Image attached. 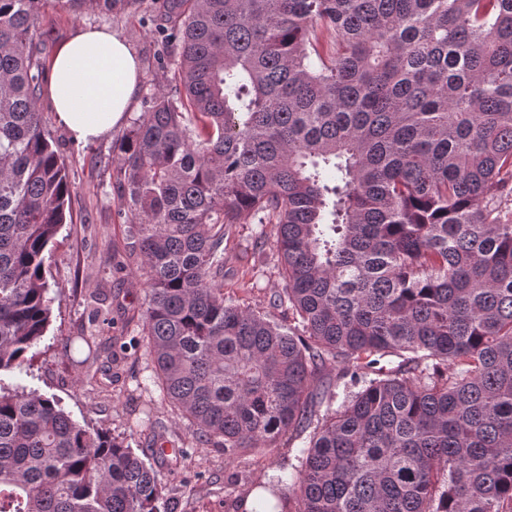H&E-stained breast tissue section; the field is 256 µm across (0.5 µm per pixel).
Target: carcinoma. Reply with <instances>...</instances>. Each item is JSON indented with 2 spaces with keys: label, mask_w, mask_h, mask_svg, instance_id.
<instances>
[{
  "label": "carcinoma",
  "mask_w": 512,
  "mask_h": 512,
  "mask_svg": "<svg viewBox=\"0 0 512 512\" xmlns=\"http://www.w3.org/2000/svg\"><path fill=\"white\" fill-rule=\"evenodd\" d=\"M0 0V374L51 322L71 183L35 16ZM178 95L115 188L163 399L228 461L290 433L263 512H512V0H162ZM273 224L285 327L224 297V239ZM80 340L108 375L120 337ZM396 365H380L385 357ZM359 386L336 403L325 372ZM0 385V512H170L150 458Z\"/></svg>",
  "instance_id": "cac0c4a2"
}]
</instances>
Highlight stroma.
Wrapping results in <instances>:
<instances>
[{"mask_svg":"<svg viewBox=\"0 0 512 512\" xmlns=\"http://www.w3.org/2000/svg\"><path fill=\"white\" fill-rule=\"evenodd\" d=\"M152 7V0H139L109 14L95 8L74 12L55 0L41 9L36 20L37 38L44 45L42 56L50 58L80 24L119 33L142 63L140 91L132 111L133 116H140L151 105L155 85L167 91L175 87L172 66L160 65L161 47L140 24L141 16ZM39 108L43 126L69 170V217L47 253L46 280L52 300L49 330L35 347L28 372L8 373L0 381L56 397L75 421L107 429L134 449L146 445L147 419L160 421L168 446L191 453L182 463L171 455L153 459L171 491L174 512H237L230 481L254 485L276 474H290L297 464L299 443L285 435L273 447L245 450L234 464H225L223 451L197 443L181 411L162 400L154 381V364L142 349L113 368L111 385L85 377L78 365L85 353L77 339L88 327L93 296L106 294L113 333L129 336L137 334L148 302L140 260L128 252L127 225L113 190L118 147L127 131L121 128L104 139L79 142L56 125L48 95H41ZM259 238L266 244L257 253L253 245ZM273 240V225H237L224 243V295L242 306L267 311L272 319L284 323L287 314L269 305L270 296L284 286Z\"/></svg>","mask_w":512,"mask_h":512,"instance_id":"1","label":"stroma"}]
</instances>
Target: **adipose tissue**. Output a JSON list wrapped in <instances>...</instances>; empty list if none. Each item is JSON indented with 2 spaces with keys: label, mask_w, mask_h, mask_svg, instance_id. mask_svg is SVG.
Here are the masks:
<instances>
[{
  "label": "adipose tissue",
  "mask_w": 512,
  "mask_h": 512,
  "mask_svg": "<svg viewBox=\"0 0 512 512\" xmlns=\"http://www.w3.org/2000/svg\"><path fill=\"white\" fill-rule=\"evenodd\" d=\"M47 67L54 118L78 141L99 139L122 124L139 94L140 59L106 28H78Z\"/></svg>",
  "instance_id": "1"
}]
</instances>
